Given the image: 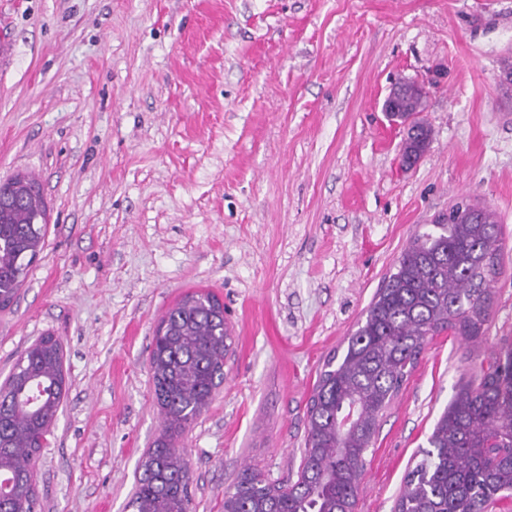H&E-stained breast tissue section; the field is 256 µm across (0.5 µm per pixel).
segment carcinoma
I'll return each instance as SVG.
<instances>
[{
	"instance_id": "carcinoma-1",
	"label": "carcinoma",
	"mask_w": 512,
	"mask_h": 512,
	"mask_svg": "<svg viewBox=\"0 0 512 512\" xmlns=\"http://www.w3.org/2000/svg\"><path fill=\"white\" fill-rule=\"evenodd\" d=\"M401 97L402 117L422 111ZM402 159L425 153L430 130L416 124ZM46 205L35 178L0 184V308L9 307L45 244ZM500 217L488 206L418 233L400 253L342 353L324 362L307 404L308 429L297 480L267 483L248 469L224 490L223 512H355L365 454L385 411L428 339L448 332L477 342L489 331L493 282L484 259H501ZM232 348L224 309L210 294L186 295L162 318L149 366L163 434L149 449L131 501L133 512H192L191 477L177 441L224 382ZM66 394L61 343L43 336L21 355L0 388V512H37L32 465ZM512 495V341L463 381L410 469L394 512H488Z\"/></svg>"
}]
</instances>
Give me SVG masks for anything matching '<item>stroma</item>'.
Instances as JSON below:
<instances>
[{
    "label": "stroma",
    "instance_id": "obj_1",
    "mask_svg": "<svg viewBox=\"0 0 512 512\" xmlns=\"http://www.w3.org/2000/svg\"><path fill=\"white\" fill-rule=\"evenodd\" d=\"M512 0H0V180L35 177L44 248L0 310V385L58 339L67 394L38 512H132L163 432L153 334L184 296L224 305V382L179 440L194 512L248 468L295 480L306 405L402 249L459 197L501 217L479 342L432 337L366 455L356 512H393L458 385L512 338ZM430 85L411 169L383 100ZM405 89H413L416 91H419L425 98L427 97V94L430 93L429 84L413 80V79H407L403 80L397 84H395L387 94L384 103H383V110L384 112H387L388 116L392 119H398L403 121L404 123L408 122V128L410 127L411 121H404L403 119H400L397 115H394V109L392 107V101L396 98V96Z\"/></svg>",
    "mask_w": 512,
    "mask_h": 512
}]
</instances>
